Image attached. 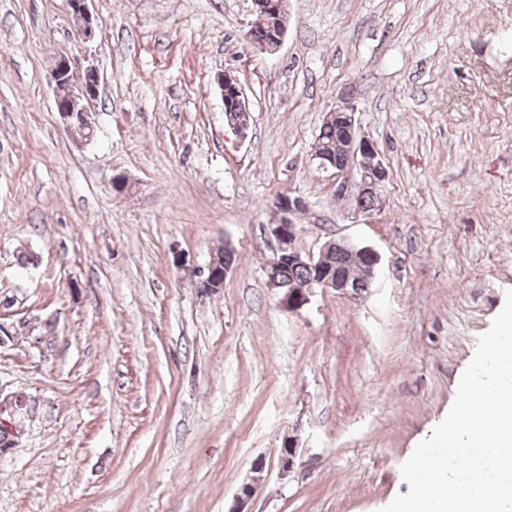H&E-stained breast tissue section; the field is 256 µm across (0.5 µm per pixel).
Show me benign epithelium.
I'll return each mask as SVG.
<instances>
[{
  "mask_svg": "<svg viewBox=\"0 0 512 512\" xmlns=\"http://www.w3.org/2000/svg\"><path fill=\"white\" fill-rule=\"evenodd\" d=\"M88 2L89 0H68L78 35L90 41L95 38L96 30ZM253 2L255 22L267 25L270 32V36L262 42L255 43V47L264 53L272 54L281 47L287 33L288 0ZM85 76L84 82L69 85L71 62L66 57L57 60L53 69V80L56 87L67 84L69 90L66 96L56 97L55 107L67 127L92 135L95 133V126L91 120V105L99 96V74L95 67L89 66L85 70ZM218 85L227 123L240 138H247L251 111L242 87L237 79L228 73L218 78ZM356 112L352 98L343 96L332 111L325 113L324 123L336 126L340 135L336 139V149L315 154V160L321 168L336 170L337 195L353 199L362 195L369 196L374 202L375 209L379 210L384 204L387 171L378 158L373 141L360 135L355 120ZM305 208L306 202L302 197L290 192L283 193L278 198L279 220L267 226L269 237L276 243L273 256L266 266L267 284L277 295L280 305L290 312L299 311L306 306L316 289L332 290L343 297L360 294L359 280L350 276L349 269H361L364 282L370 284L379 264V255L375 250L360 247L345 239H328L316 255L298 249L296 242L300 229L295 217ZM335 257L343 259L341 272L333 267L331 259ZM286 265L305 266L317 272L318 276L305 288H287L279 275L280 268ZM232 269L233 263L229 262V259L221 260L215 255L210 256L206 265L197 271V287L204 293L213 291L224 285V279ZM22 407L23 399L20 395L0 399V422L6 426L12 425L15 415ZM297 455L298 439L290 436L284 440L280 448V470L284 473L290 472L296 465ZM262 471L263 464H254V476L239 486L229 512H249L248 506L260 485Z\"/></svg>",
  "mask_w": 512,
  "mask_h": 512,
  "instance_id": "benign-epithelium-1",
  "label": "benign epithelium"
}]
</instances>
